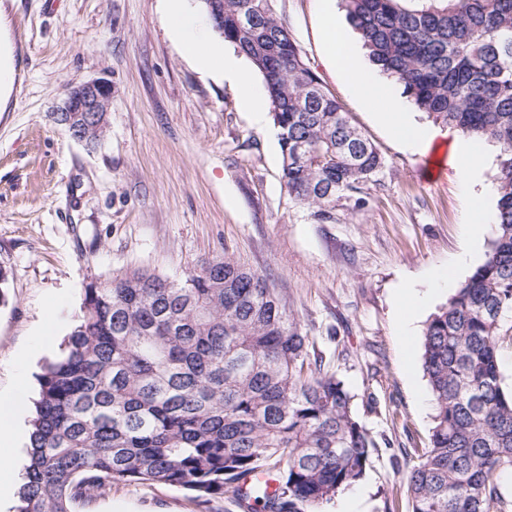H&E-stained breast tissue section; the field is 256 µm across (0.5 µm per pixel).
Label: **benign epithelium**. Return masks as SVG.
<instances>
[{
	"mask_svg": "<svg viewBox=\"0 0 512 512\" xmlns=\"http://www.w3.org/2000/svg\"><path fill=\"white\" fill-rule=\"evenodd\" d=\"M111 102L112 83L105 79L74 85L67 89L63 106L56 113V120L78 142L86 138L89 129L101 138L107 129Z\"/></svg>",
	"mask_w": 512,
	"mask_h": 512,
	"instance_id": "7a95c632",
	"label": "benign epithelium"
}]
</instances>
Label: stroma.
<instances>
[{"instance_id":"obj_1","label":"stroma","mask_w":512,"mask_h":512,"mask_svg":"<svg viewBox=\"0 0 512 512\" xmlns=\"http://www.w3.org/2000/svg\"><path fill=\"white\" fill-rule=\"evenodd\" d=\"M320 0H273L276 17L384 159L364 204L342 196L313 223L280 180L272 123L256 124L233 84L207 75L169 33L163 0H0L17 74L0 105V396L33 404L86 285L141 267L179 278L229 253L264 275L309 336L311 358L344 381L376 449L341 490L358 512L405 505L433 407L421 361L432 289L467 243L468 200L450 166L407 150L325 57ZM112 83L102 143L56 123L67 86ZM431 290L411 331L396 300ZM81 512H243L231 496L198 510L163 485L119 486Z\"/></svg>"}]
</instances>
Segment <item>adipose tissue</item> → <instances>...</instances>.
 <instances>
[{
    "mask_svg": "<svg viewBox=\"0 0 512 512\" xmlns=\"http://www.w3.org/2000/svg\"><path fill=\"white\" fill-rule=\"evenodd\" d=\"M167 23L183 54L207 74L223 75L236 81L239 100L256 121L266 119L269 103L245 76L235 56L226 54L212 37L209 19L195 12L189 0H165ZM320 28L328 62L348 76L358 93L381 107L379 117L403 142L421 153L447 148L448 161L466 186L472 200L483 198L484 146L474 145L459 131H442L415 124L403 107L394 87L377 80L361 62L359 50L346 31L337 24L328 0L320 9ZM19 403L0 398V499L10 498L18 489L20 478L12 458L15 426L20 418Z\"/></svg>",
    "mask_w": 512,
    "mask_h": 512,
    "instance_id": "ef3b65f1",
    "label": "adipose tissue"
}]
</instances>
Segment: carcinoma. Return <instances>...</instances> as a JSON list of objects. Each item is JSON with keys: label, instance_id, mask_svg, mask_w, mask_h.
Masks as SVG:
<instances>
[{"label": "carcinoma", "instance_id": "1", "mask_svg": "<svg viewBox=\"0 0 512 512\" xmlns=\"http://www.w3.org/2000/svg\"><path fill=\"white\" fill-rule=\"evenodd\" d=\"M370 61L413 106L498 155L496 236L423 330L429 443L406 477L410 512H509L512 389V0H342ZM213 29L262 76L288 195L316 224L384 160L302 56L272 0H201ZM266 278L229 254L180 280L132 268L84 289L43 367L16 512H80L120 485L205 505L322 512L360 481L375 443L344 382Z\"/></svg>", "mask_w": 512, "mask_h": 512}]
</instances>
